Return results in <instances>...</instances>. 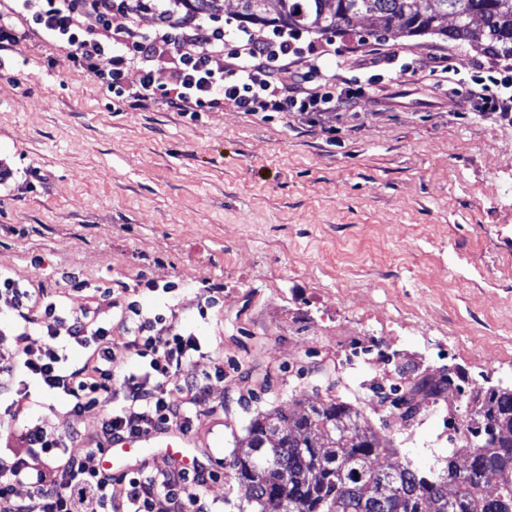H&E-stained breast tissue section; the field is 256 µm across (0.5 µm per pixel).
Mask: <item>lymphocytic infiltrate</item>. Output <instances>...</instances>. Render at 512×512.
I'll use <instances>...</instances> for the list:
<instances>
[{
	"label": "lymphocytic infiltrate",
	"instance_id": "lymphocytic-infiltrate-1",
	"mask_svg": "<svg viewBox=\"0 0 512 512\" xmlns=\"http://www.w3.org/2000/svg\"><path fill=\"white\" fill-rule=\"evenodd\" d=\"M151 7L152 0H11L0 52L33 34L66 44L77 66L96 72L118 105L137 110L154 100L192 118L229 101L243 112H317L350 94L293 33H233L218 21L176 22L164 10L146 31L134 16ZM117 14L129 19L118 29ZM105 55L110 68L97 71ZM218 57L223 66H214ZM162 62L163 82L155 76ZM133 68L140 79L130 88L126 75ZM0 304L7 317L0 326V434L20 431L24 446L0 452V512H214L208 497L214 472L145 463L117 474L100 464L113 438L191 432L197 397L223 374L218 364L195 371L201 350L195 334L176 329L165 315H141L133 303L111 320L83 304L60 311L55 292L1 269ZM117 340L137 357L136 368L115 363ZM76 350L84 360L73 358ZM35 388L71 417L98 406L105 413L92 431H60L46 416L25 414ZM76 444L81 452H73ZM20 485L26 495L17 493Z\"/></svg>",
	"mask_w": 512,
	"mask_h": 512
}]
</instances>
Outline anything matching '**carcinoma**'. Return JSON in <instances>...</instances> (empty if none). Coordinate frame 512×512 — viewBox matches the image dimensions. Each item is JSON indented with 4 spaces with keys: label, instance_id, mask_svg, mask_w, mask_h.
<instances>
[{
    "label": "carcinoma",
    "instance_id": "cac0c4a2",
    "mask_svg": "<svg viewBox=\"0 0 512 512\" xmlns=\"http://www.w3.org/2000/svg\"><path fill=\"white\" fill-rule=\"evenodd\" d=\"M195 16H218L223 0H180ZM237 17L297 33H345L352 20L370 26L362 41H384L398 31L466 42L484 55L512 61V0H238ZM450 379L423 376L399 397L402 417L418 412L417 397L436 398ZM470 466L451 453L427 471L408 461L383 469L375 460L392 450L389 439L361 425L345 402L310 405L286 414L270 410L247 428L255 455L236 456L228 478L246 488L247 504L285 503L287 512H512V389L487 392L468 403ZM494 479L492 493L482 488Z\"/></svg>",
    "mask_w": 512,
    "mask_h": 512
}]
</instances>
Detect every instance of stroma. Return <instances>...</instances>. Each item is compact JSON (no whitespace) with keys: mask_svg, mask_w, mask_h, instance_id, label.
Wrapping results in <instances>:
<instances>
[{"mask_svg":"<svg viewBox=\"0 0 512 512\" xmlns=\"http://www.w3.org/2000/svg\"><path fill=\"white\" fill-rule=\"evenodd\" d=\"M303 41L360 96L316 115L118 112L68 46L0 55V157L40 174L0 191V267L174 307L196 371L224 366L183 450L196 466L243 454L257 412L332 399L390 439L381 466L468 457L467 402L512 389V121L468 96L500 63L435 35ZM443 55L444 82L425 66ZM443 374L415 424L375 413L378 386Z\"/></svg>","mask_w":512,"mask_h":512,"instance_id":"stroma-1","label":"stroma"}]
</instances>
